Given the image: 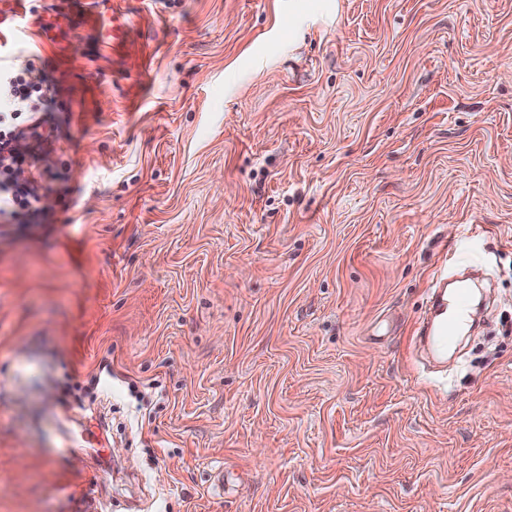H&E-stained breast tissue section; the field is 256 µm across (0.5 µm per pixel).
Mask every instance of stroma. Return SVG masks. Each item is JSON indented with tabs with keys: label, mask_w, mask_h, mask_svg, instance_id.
Segmentation results:
<instances>
[{
	"label": "stroma",
	"mask_w": 512,
	"mask_h": 512,
	"mask_svg": "<svg viewBox=\"0 0 512 512\" xmlns=\"http://www.w3.org/2000/svg\"><path fill=\"white\" fill-rule=\"evenodd\" d=\"M56 4L66 56L0 34L63 87L0 228V512H512V0ZM440 278L441 274L433 277L429 296L431 307L427 316L420 323L418 333L432 356L443 362L447 358L448 346L454 341L456 333L459 331L455 320L456 313L448 312V290L439 288Z\"/></svg>",
	"instance_id": "stroma-1"
}]
</instances>
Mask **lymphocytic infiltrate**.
<instances>
[{"instance_id": "lymphocytic-infiltrate-1", "label": "lymphocytic infiltrate", "mask_w": 512, "mask_h": 512, "mask_svg": "<svg viewBox=\"0 0 512 512\" xmlns=\"http://www.w3.org/2000/svg\"><path fill=\"white\" fill-rule=\"evenodd\" d=\"M59 91L34 65H0V224H32L42 213L38 178L21 180L16 173L29 162L33 144L50 142L44 114Z\"/></svg>"}]
</instances>
